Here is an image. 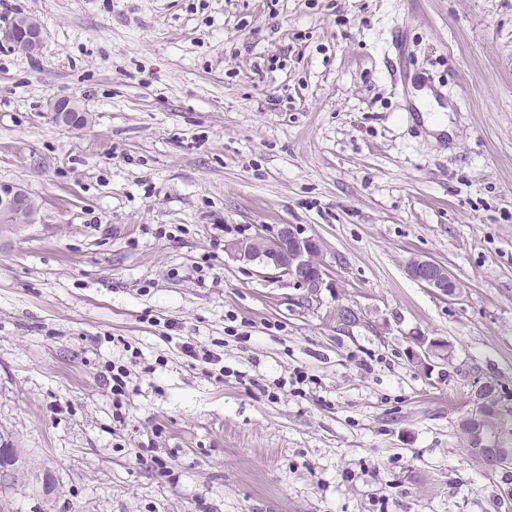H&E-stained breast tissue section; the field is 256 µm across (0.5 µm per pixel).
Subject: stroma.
Masks as SVG:
<instances>
[{
	"mask_svg": "<svg viewBox=\"0 0 512 512\" xmlns=\"http://www.w3.org/2000/svg\"><path fill=\"white\" fill-rule=\"evenodd\" d=\"M20 14L44 41H0V184L40 208L0 228L12 512H512L458 430L478 383L512 396V0H0ZM424 77L447 131L408 109ZM284 224L320 239L319 293L228 250ZM419 336L451 356L419 366ZM410 278L441 296L454 298L460 295L462 286L447 267L433 259L414 258L406 267ZM116 370V373H114ZM112 375L103 376L105 378L104 386L112 394V404L115 406L116 410H121L128 401H130V395L127 390L126 380L129 373L123 366L112 365Z\"/></svg>",
	"mask_w": 512,
	"mask_h": 512,
	"instance_id": "1",
	"label": "stroma"
}]
</instances>
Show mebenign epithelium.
Returning a JSON list of instances; mask_svg holds the SVG:
<instances>
[{
  "label": "benign epithelium",
  "instance_id": "obj_1",
  "mask_svg": "<svg viewBox=\"0 0 512 512\" xmlns=\"http://www.w3.org/2000/svg\"><path fill=\"white\" fill-rule=\"evenodd\" d=\"M0 40L13 44L25 53H38L42 46V25L30 15H18L0 27ZM0 214L14 221L33 224L37 212L32 210L28 193L13 185H0ZM240 260L259 261L272 266L281 276H287L317 292L324 284L326 270L315 261L320 252L318 240L296 236L293 229L283 224L273 237L257 234L252 239L230 247ZM410 278L441 296L460 295L461 285L447 267L433 259L414 258L406 267ZM467 420L471 422L477 450L495 459L512 457V448L505 446L504 410L497 405L489 409L485 394L476 391L471 400Z\"/></svg>",
  "mask_w": 512,
  "mask_h": 512
}]
</instances>
